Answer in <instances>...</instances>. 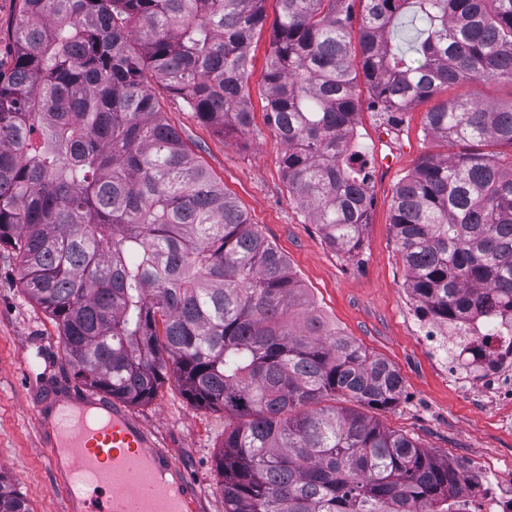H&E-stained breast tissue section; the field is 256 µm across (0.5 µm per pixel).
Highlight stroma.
Masks as SVG:
<instances>
[{"instance_id":"stroma-1","label":"stroma","mask_w":512,"mask_h":512,"mask_svg":"<svg viewBox=\"0 0 512 512\" xmlns=\"http://www.w3.org/2000/svg\"><path fill=\"white\" fill-rule=\"evenodd\" d=\"M267 26L251 41L249 77L253 125L226 135L199 120L163 84L152 92L166 120L196 158L235 197L251 223L286 257L324 319L388 361L403 379L394 406L371 410L385 428L413 438L423 448L457 463L463 457L512 458V432L497 426L493 409L450 386L432 352L420 340L415 302L391 225L392 200L400 180L426 154L450 156L460 145L425 136L426 112L441 96L421 101L388 122L361 92L356 116L360 150L367 160L373 206L354 256L331 248L321 230L288 193L281 159L285 147L265 121L264 68L272 38L276 0H266ZM63 361L55 322L24 292L19 261L0 245V472L24 496L31 512H64L38 447L35 402L48 390L74 384ZM131 413L169 448L190 473L208 476L204 512H224L216 458L224 443V414L193 407L174 382Z\"/></svg>"}]
</instances>
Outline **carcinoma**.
<instances>
[{
  "label": "carcinoma",
  "instance_id": "cac0c4a2",
  "mask_svg": "<svg viewBox=\"0 0 512 512\" xmlns=\"http://www.w3.org/2000/svg\"><path fill=\"white\" fill-rule=\"evenodd\" d=\"M266 0H17L0 70V245L56 323L91 390L150 403L172 379L222 410L224 512H448L464 477L368 415L399 373L315 310L285 257L169 125L156 80L229 134L252 124L249 53ZM265 120L286 146L288 193L327 243L360 247L372 198L351 149L358 78L388 117L452 86L512 84V0H276ZM410 46L392 45L403 16ZM359 52H354L353 44ZM425 130L470 150L423 156L392 228L407 287L446 325L512 327V99L442 101ZM0 512H30L0 473Z\"/></svg>",
  "mask_w": 512,
  "mask_h": 512
}]
</instances>
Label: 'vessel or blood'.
<instances>
[{
	"mask_svg": "<svg viewBox=\"0 0 512 512\" xmlns=\"http://www.w3.org/2000/svg\"><path fill=\"white\" fill-rule=\"evenodd\" d=\"M36 413L64 512H200L205 476H189L125 407L74 385Z\"/></svg>",
	"mask_w": 512,
	"mask_h": 512,
	"instance_id": "b4317fda",
	"label": "vessel or blood"
}]
</instances>
